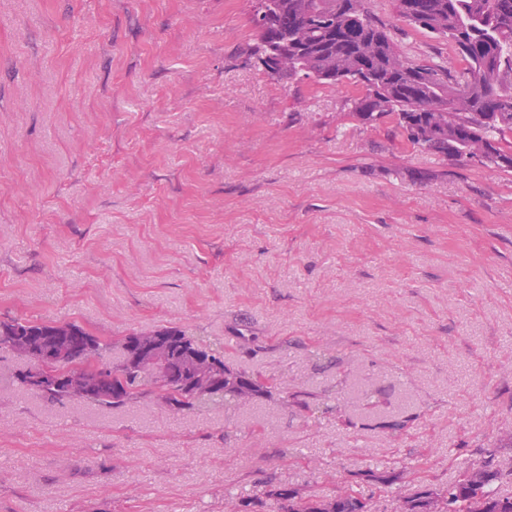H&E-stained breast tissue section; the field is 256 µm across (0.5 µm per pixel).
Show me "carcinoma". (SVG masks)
<instances>
[{
  "label": "carcinoma",
  "mask_w": 512,
  "mask_h": 512,
  "mask_svg": "<svg viewBox=\"0 0 512 512\" xmlns=\"http://www.w3.org/2000/svg\"><path fill=\"white\" fill-rule=\"evenodd\" d=\"M398 18L448 42L466 62L462 71L433 59H407L387 27L372 14L367 0H267L262 19L252 18L255 30L250 54L258 59L286 55L299 60L300 71L282 69L277 82L304 76L318 83H358L361 97L351 101L348 116L374 126L393 116L397 132L422 151L467 163L472 144L483 148L485 167L512 171V0H395ZM65 332L71 359L82 364L103 358L111 345L78 323L0 321V350H11L27 337L50 347ZM151 335L169 344L172 360L166 377H154L122 350L121 364L102 367L101 384L85 402L119 409L151 396L184 416L196 410L234 408L276 395L298 408L308 404L274 377L240 370L224 363L223 352L201 336L176 328ZM197 351L218 363L224 387L210 393L194 390L186 355ZM30 369L14 382L50 403L66 401L63 388L52 379L31 386ZM495 452L446 487H424L405 500L404 512H428L430 500L441 498L443 512H468V501L480 496L484 512H512V496L499 491L504 479L494 465ZM274 512H367V499L344 485L336 496L321 499L293 489L268 492Z\"/></svg>",
  "instance_id": "carcinoma-1"
}]
</instances>
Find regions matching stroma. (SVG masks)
Masks as SVG:
<instances>
[{"mask_svg": "<svg viewBox=\"0 0 512 512\" xmlns=\"http://www.w3.org/2000/svg\"><path fill=\"white\" fill-rule=\"evenodd\" d=\"M409 59L461 56L370 0ZM248 0H0V320L177 327L288 383L170 418L52 404L0 351V512H224L382 475L442 486L497 445L512 493V172L272 81Z\"/></svg>", "mask_w": 512, "mask_h": 512, "instance_id": "35a3bbf8", "label": "stroma"}]
</instances>
